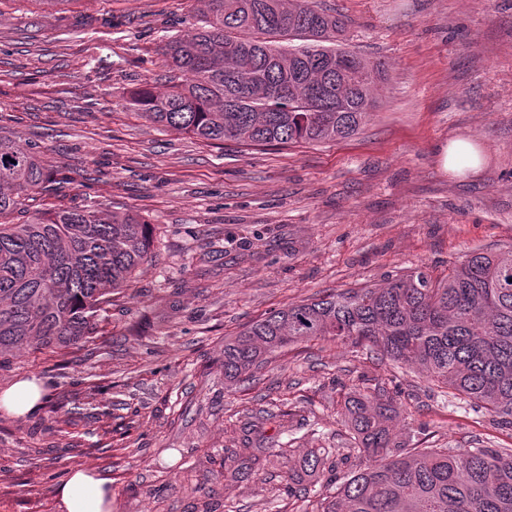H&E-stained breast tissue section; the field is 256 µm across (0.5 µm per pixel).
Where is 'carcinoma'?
<instances>
[{"mask_svg": "<svg viewBox=\"0 0 512 512\" xmlns=\"http://www.w3.org/2000/svg\"><path fill=\"white\" fill-rule=\"evenodd\" d=\"M195 23L162 46L179 73L164 93L143 84L125 107L206 142L318 145L358 134L385 80L383 63L346 47L347 20L315 0H192ZM62 172L0 135V358L85 343L99 312L151 254L150 223L97 203L34 210L25 201ZM332 336L418 367L512 427V249L474 251L447 277L417 269L275 310L224 339V378L250 377L268 355ZM393 401L344 404L350 449L372 463L320 502V512H512V448H412L395 441ZM324 448L288 469V490L313 491Z\"/></svg>", "mask_w": 512, "mask_h": 512, "instance_id": "1", "label": "carcinoma"}]
</instances>
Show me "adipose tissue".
<instances>
[{
  "instance_id": "ef3b65f1",
  "label": "adipose tissue",
  "mask_w": 512,
  "mask_h": 512,
  "mask_svg": "<svg viewBox=\"0 0 512 512\" xmlns=\"http://www.w3.org/2000/svg\"><path fill=\"white\" fill-rule=\"evenodd\" d=\"M47 394L37 376L15 382L0 393V409L17 417L36 411ZM60 512H112V489L108 481L89 468L73 470L57 488Z\"/></svg>"
}]
</instances>
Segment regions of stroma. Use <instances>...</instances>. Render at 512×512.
Wrapping results in <instances>:
<instances>
[{
    "label": "stroma",
    "mask_w": 512,
    "mask_h": 512,
    "mask_svg": "<svg viewBox=\"0 0 512 512\" xmlns=\"http://www.w3.org/2000/svg\"><path fill=\"white\" fill-rule=\"evenodd\" d=\"M318 2L385 62L375 108L353 138L262 147L122 105L131 87L168 88L161 48L191 27L190 0H0V133L70 178L41 206L105 201L153 235L98 336L0 365V392L34 375L50 388L33 414L0 409V512H58L80 467L110 480L113 512H316L369 463L349 449L351 391L392 398L409 447L512 448L488 411L328 336L224 378L225 337L272 310L512 248V0ZM460 137L479 157L463 176L439 161ZM314 448L337 449L335 471L321 495L289 494V466ZM254 455V478H232Z\"/></svg>",
    "instance_id": "35a3bbf8"
}]
</instances>
